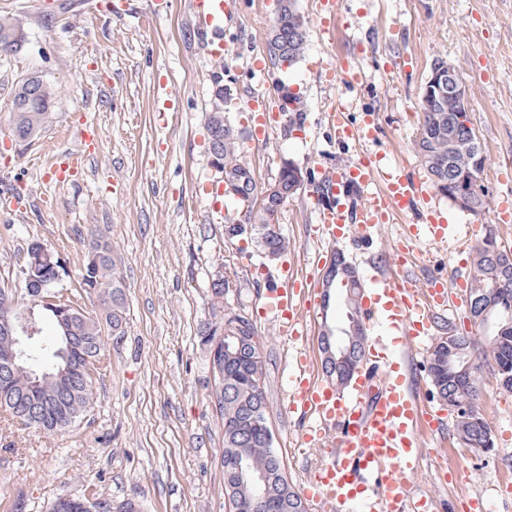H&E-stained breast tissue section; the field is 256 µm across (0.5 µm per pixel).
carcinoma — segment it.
I'll return each instance as SVG.
<instances>
[{"label":"carcinoma","instance_id":"obj_1","mask_svg":"<svg viewBox=\"0 0 512 512\" xmlns=\"http://www.w3.org/2000/svg\"><path fill=\"white\" fill-rule=\"evenodd\" d=\"M280 8L276 15L272 31L267 40V56L274 65L297 62L304 52L306 43L303 21L298 14L295 0H279ZM23 35L12 22L0 18V52H16L23 46ZM11 118L17 142L29 145L38 139L45 130L50 116L55 91L49 84L40 81L34 90L27 91L14 85L11 88ZM422 122L417 137V150L438 193L448 190V184L460 180L473 188L476 208L480 212L485 204V186L483 173L485 164H477L478 155L460 145L448 147V138L463 142L470 137L469 129L458 121L459 108L455 99L448 95H435L423 98L420 102ZM207 130L211 133L216 152L224 166L227 177L237 180L235 195L239 209L245 215L236 219L224 217V234L237 239H255L263 251L275 255L288 248V239L281 233H267L265 225L254 216L253 207L258 196L257 183L248 163L241 156L240 132L230 120L224 119V113L211 112L208 116ZM295 177V171L278 173L273 184L278 191L269 198L261 200L263 204L276 205L282 199L289 198L288 191ZM475 257L470 269L472 287L470 300L477 306H487L495 298H502L512 304V278L494 284L490 277L493 259L484 240L474 246ZM58 262L56 253L28 248L24 257L21 274L23 280L29 276H42L46 287L54 284L51 264ZM229 280L222 279L212 284L213 320L201 331L202 341L210 345L219 336L237 335L235 321L229 319L237 313L232 307L224 305L225 290ZM81 293L95 296L100 304L98 314L84 312L73 325V335L80 347L79 352L71 355L72 363L84 356L101 360L105 343L102 326L106 325L113 336L125 335V293L124 281L116 271L114 261L104 257L99 262L85 260L79 282ZM241 322L249 327L242 332L247 342L242 349L231 348L232 355L224 357V390L216 393V402L228 426L224 428V449H242L251 464L269 474L268 494L270 502L276 506L275 512H303L302 498L295 486L283 488L279 483L278 470L283 466L280 453L272 452L265 446L259 430L253 425L257 410L268 412L265 392L256 393L249 384L247 376L248 358L261 352V342L256 326L251 319ZM490 326L489 334L464 336L457 332L455 325L447 324L448 339L435 344L429 352L427 361L428 376L433 394L448 404V408L463 404L469 411L454 418L457 435L466 441L468 448H485L493 439L490 427L485 422L478 407L481 396V380L477 361L488 366L496 365L508 371L512 376V325L506 326V314L503 308L496 307L489 315L478 322V327ZM351 347L348 361L338 363L331 359L322 361L325 376L338 388L347 386L348 364L357 363L365 354V342L354 337L349 341ZM56 341L46 347H32L29 351L30 364H47L58 361L55 351ZM95 381L84 376L76 379L71 388L63 391L53 380L42 382L43 388L29 390L27 373L22 370L15 374L9 387L0 384V409L12 412L17 401L32 394L48 402L40 418L19 419L27 428H35L47 434H59L74 427L86 417L88 408L94 400ZM84 497H61L55 500L50 512H89Z\"/></svg>","mask_w":512,"mask_h":512}]
</instances>
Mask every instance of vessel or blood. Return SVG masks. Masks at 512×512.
Wrapping results in <instances>:
<instances>
[{
    "label": "vessel or blood",
    "mask_w": 512,
    "mask_h": 512,
    "mask_svg": "<svg viewBox=\"0 0 512 512\" xmlns=\"http://www.w3.org/2000/svg\"><path fill=\"white\" fill-rule=\"evenodd\" d=\"M190 5L206 53L223 59L227 51L224 19L231 13L232 0H191ZM318 8L320 33L334 35L340 14L338 0H318ZM328 121L341 140H372L377 127L371 115L361 125L350 123L347 105L341 100L332 105ZM380 165V156L366 154L340 168L333 164L320 168L319 184L328 191L331 202L317 211L319 232L333 242L360 243L371 229L393 223L396 216L423 203L427 214L422 223L409 226V239L427 237L470 246V237L458 233L441 217L424 185L405 176L399 167L389 170L385 187H377L375 175ZM420 262V256L401 243L371 269L362 311L374 328L395 340L391 346L380 344L376 352L385 368L381 383H374L364 369L339 392L319 383L303 362L287 383L290 407L316 422L314 433L305 434L304 442L324 436L330 439L331 462L309 472L304 490L328 512H428L430 508L426 496L409 493L404 475L419 463L423 452L420 434L435 417L420 405L400 350L425 348L439 329L440 313L458 308L463 295L452 292L443 278L416 277L412 269ZM311 296V280L290 273L270 292L264 309L281 335H307L302 309Z\"/></svg>",
    "instance_id": "obj_1"
}]
</instances>
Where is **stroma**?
<instances>
[{
  "label": "stroma",
  "instance_id": "35a3bbf8",
  "mask_svg": "<svg viewBox=\"0 0 512 512\" xmlns=\"http://www.w3.org/2000/svg\"><path fill=\"white\" fill-rule=\"evenodd\" d=\"M129 3L114 14L91 0H0V15L25 37L21 51L0 54V197H22L26 207L21 214L0 208V286L16 287V302L26 304L21 266L28 246L39 242L65 261L56 289L76 288L87 245L102 233L125 282L127 312L125 335L105 338L94 402L79 426L46 436L0 410V512H49L58 497L90 492L135 500L140 512H226L224 420L212 400L200 331L212 317L211 280L228 261L234 273L225 300L258 329L275 446L289 480L304 488L307 470L329 461L327 449L301 443L311 421L289 411L285 375L303 359L321 376L319 336L324 322H341L343 299L332 295L325 306L313 293L312 332L299 340L258 312L280 284L282 266L311 273L339 248L367 276V258L387 252L417 217L382 225L370 243L338 246L317 232L306 189L278 215L289 241L282 256L267 257L253 241H229L204 193L216 178L206 132L216 87L230 95L238 126L255 91L275 108L285 88L306 107L303 115L281 116L267 140L242 141L258 188L275 180L284 158L314 176L326 159L341 164L379 151L423 180L414 149L419 104L434 63L446 61L469 89L486 156V208L476 215L442 196L438 206L474 239L490 228L498 238L512 236V225L495 219L499 205L512 207V0H340L346 25L330 42L320 37L316 0H296L306 49L288 69L265 62L273 18L267 0H235L224 22L232 52L219 64L198 45L189 0H169L158 16L145 0ZM402 53L413 56V68L390 71ZM257 59L263 72L252 68ZM343 61L363 76L346 93L349 119L358 124L376 114L375 142L337 143L328 124L339 86L325 80L324 68ZM32 75L57 96L41 137L22 147L10 142V89ZM59 153L79 159L78 181L51 182ZM416 250L424 258L419 276L469 273L448 245L422 241ZM427 359L406 355V367L420 403L446 417L431 392ZM481 376L480 408L494 448L463 447L446 417L408 477L412 491L433 496L432 512H463V502L476 498L489 500L492 512H512V390L490 371Z\"/></svg>",
  "mask_w": 512,
  "mask_h": 512
}]
</instances>
